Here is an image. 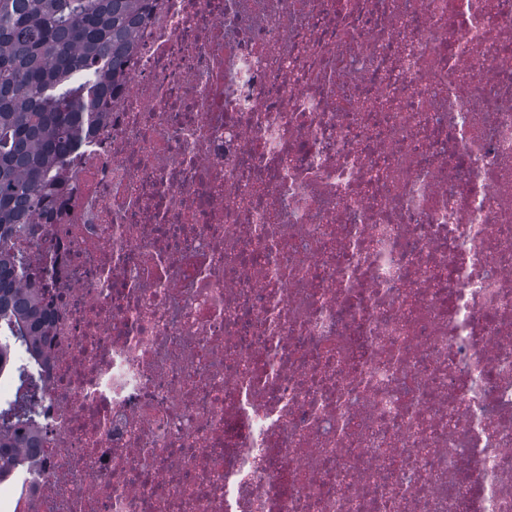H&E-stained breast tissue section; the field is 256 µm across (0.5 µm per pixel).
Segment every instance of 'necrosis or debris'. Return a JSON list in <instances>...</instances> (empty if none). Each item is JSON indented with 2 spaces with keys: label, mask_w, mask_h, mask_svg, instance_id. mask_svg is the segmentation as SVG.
Listing matches in <instances>:
<instances>
[{
  "label": "necrosis or debris",
  "mask_w": 512,
  "mask_h": 512,
  "mask_svg": "<svg viewBox=\"0 0 512 512\" xmlns=\"http://www.w3.org/2000/svg\"><path fill=\"white\" fill-rule=\"evenodd\" d=\"M127 72L0 512H512V0H156Z\"/></svg>",
  "instance_id": "4bbe7bcc"
}]
</instances>
